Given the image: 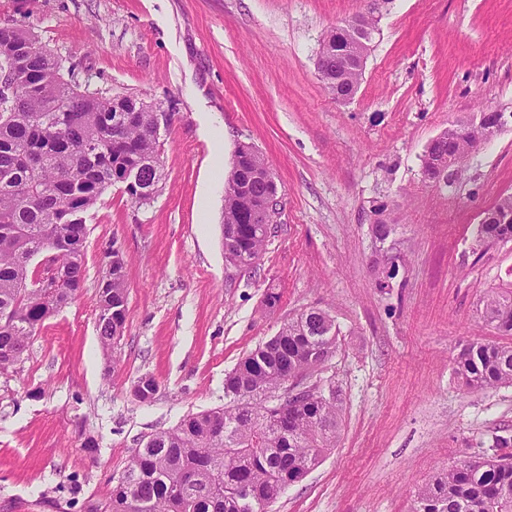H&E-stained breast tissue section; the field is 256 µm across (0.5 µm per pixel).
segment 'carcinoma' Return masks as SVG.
<instances>
[{
  "mask_svg": "<svg viewBox=\"0 0 512 512\" xmlns=\"http://www.w3.org/2000/svg\"><path fill=\"white\" fill-rule=\"evenodd\" d=\"M361 46L337 25L319 54L341 86L358 87ZM11 70L9 92L0 90V370H8L38 328L83 288L86 215L119 185L136 203L151 200L162 179L157 110L133 95L89 90L91 75L72 59L39 44L29 29L0 23V69ZM481 125H452L427 146L421 166L433 182L436 166L468 152L483 139ZM136 182L125 184L126 171ZM278 185L264 156L239 145L224 184L226 259L251 269L277 225L258 224L252 213ZM476 242L512 240V195L491 208ZM52 253L59 287H35V257ZM98 285L97 323L109 349L125 328L128 302L125 261L107 252ZM481 319L512 335V289L482 299ZM338 332L328 311L308 309L246 355L224 380L230 398L152 436L129 459L117 483L91 512H263L290 484L301 481L336 447L340 400L328 385L280 408L268 398L288 376L304 375L336 351ZM470 389L512 386V345L469 342L454 359ZM138 399L150 403L159 384L138 378ZM414 512H512V453L453 465L414 493Z\"/></svg>",
  "mask_w": 512,
  "mask_h": 512,
  "instance_id": "cac0c4a2",
  "label": "carcinoma"
}]
</instances>
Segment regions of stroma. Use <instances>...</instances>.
<instances>
[{
    "instance_id": "1",
    "label": "stroma",
    "mask_w": 512,
    "mask_h": 512,
    "mask_svg": "<svg viewBox=\"0 0 512 512\" xmlns=\"http://www.w3.org/2000/svg\"><path fill=\"white\" fill-rule=\"evenodd\" d=\"M373 13L356 97L315 68L329 29ZM82 62L90 88L172 115L154 198L120 187L88 217L85 284L0 374V512H91L136 449L190 413L224 406L241 358L303 310L334 318L337 348L308 372L334 384L335 448L268 512H411L440 470L512 436V387L467 390L460 345L496 342L485 293L512 287V241L477 246L512 194V126L453 184L422 174L427 145L482 111L512 112V0H0V20ZM254 145L282 193L278 231L244 271L224 255V179ZM394 232L374 239V210ZM125 256L124 332L103 349L97 285ZM403 256L390 287L375 265ZM153 376L141 403L137 379ZM93 439L88 452L85 439Z\"/></svg>"
}]
</instances>
